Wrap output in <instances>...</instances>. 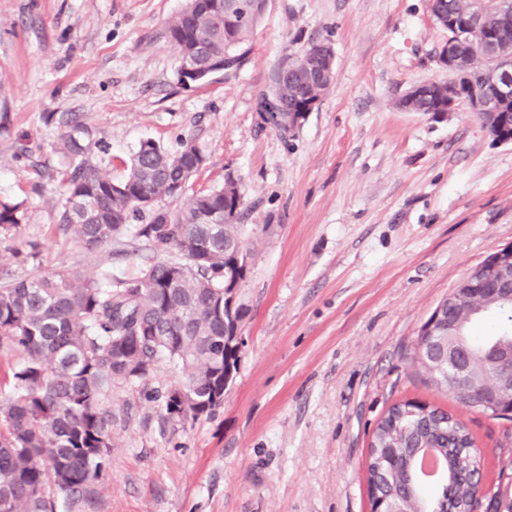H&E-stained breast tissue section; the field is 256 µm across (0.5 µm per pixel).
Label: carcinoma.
Returning a JSON list of instances; mask_svg holds the SVG:
<instances>
[{"label": "carcinoma", "mask_w": 512, "mask_h": 512, "mask_svg": "<svg viewBox=\"0 0 512 512\" xmlns=\"http://www.w3.org/2000/svg\"><path fill=\"white\" fill-rule=\"evenodd\" d=\"M267 0H187L166 26L178 63L236 72L246 62ZM486 21L471 24L469 0H434L430 13L448 41L468 43L464 66L442 89L457 88V102H469L482 88L484 67L498 57L512 32L497 26L512 14V0H486ZM309 48L275 71L268 95L258 104L262 126L272 127L269 101L281 88L288 96L323 97L324 85L306 80ZM440 97L403 95L408 112L427 115ZM483 123L500 122L512 131V100L492 113L477 112ZM48 123L65 128L59 150L68 159L59 172L64 203L58 228L98 249L127 232L151 246L175 252L180 261L148 263L141 275L111 276L108 282L74 273L8 280L0 285V346L21 351L9 392L0 395V512H69L98 494L96 482L112 447V381H137L165 357L182 366V386L164 395L173 418L196 419L222 407L224 377L237 372L238 357L224 345V270H248L241 220L243 197L231 176L218 188L199 192L179 209L161 202L179 198L200 168L193 139L170 153L153 139L139 143L127 174L114 180L87 158L90 136L75 113H49ZM149 212L144 224L130 220ZM24 219L23 203L0 201V240L15 239ZM468 344L479 353L512 338V302L501 301L466 326ZM433 337L419 330L411 361L424 383L448 388L435 371ZM474 439L448 412L403 400L377 423L368 452V487L401 503L403 512H438L448 489L459 508L475 500L471 484ZM432 450L443 463L437 484L420 479L415 449Z\"/></svg>", "instance_id": "carcinoma-1"}]
</instances>
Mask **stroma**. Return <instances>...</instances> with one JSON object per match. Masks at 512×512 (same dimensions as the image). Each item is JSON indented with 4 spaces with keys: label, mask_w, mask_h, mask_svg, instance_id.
<instances>
[{
    "label": "stroma",
    "mask_w": 512,
    "mask_h": 512,
    "mask_svg": "<svg viewBox=\"0 0 512 512\" xmlns=\"http://www.w3.org/2000/svg\"><path fill=\"white\" fill-rule=\"evenodd\" d=\"M429 0H269L245 65L183 87L166 24L185 0H0V200L23 202L19 279L140 275L164 250L126 236L88 250L55 223L62 197L50 112H73L108 153L113 179L140 141L206 161L187 194L233 175L245 194L250 269L239 294L244 346L224 403L178 420L163 395L180 367L112 385V448L85 512H370L376 422L413 399L461 418L484 484L512 474V420L461 407L424 384L409 351L460 278L512 245V143L467 107L444 121L397 108L412 85L444 80L448 35ZM329 39L333 85L293 135L260 128L279 64ZM31 155L17 162L19 135Z\"/></svg>",
    "instance_id": "obj_1"
}]
</instances>
